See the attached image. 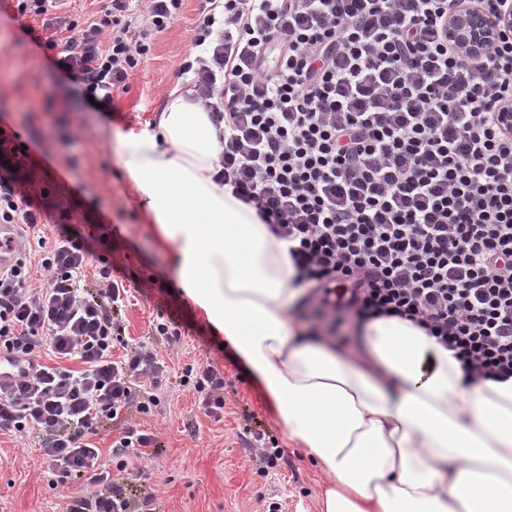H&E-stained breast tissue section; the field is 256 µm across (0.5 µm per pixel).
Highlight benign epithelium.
I'll list each match as a JSON object with an SVG mask.
<instances>
[{"instance_id":"benign-epithelium-1","label":"benign epithelium","mask_w":512,"mask_h":512,"mask_svg":"<svg viewBox=\"0 0 512 512\" xmlns=\"http://www.w3.org/2000/svg\"><path fill=\"white\" fill-rule=\"evenodd\" d=\"M512 30V8L489 13L475 5L456 3L448 13V43L465 60L479 59Z\"/></svg>"}]
</instances>
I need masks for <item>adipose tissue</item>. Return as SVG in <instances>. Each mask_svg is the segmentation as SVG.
I'll use <instances>...</instances> for the list:
<instances>
[{"mask_svg": "<svg viewBox=\"0 0 512 512\" xmlns=\"http://www.w3.org/2000/svg\"><path fill=\"white\" fill-rule=\"evenodd\" d=\"M118 158L184 294L325 473L320 512H512V380L465 385L452 351L396 317L350 346L310 337L288 245L216 182L218 131L190 92L168 94L155 130L121 134Z\"/></svg>", "mask_w": 512, "mask_h": 512, "instance_id": "adipose-tissue-1", "label": "adipose tissue"}]
</instances>
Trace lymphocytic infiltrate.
Instances as JSON below:
<instances>
[{
  "label": "lymphocytic infiltrate",
  "instance_id": "lymphocytic-infiltrate-1",
  "mask_svg": "<svg viewBox=\"0 0 512 512\" xmlns=\"http://www.w3.org/2000/svg\"><path fill=\"white\" fill-rule=\"evenodd\" d=\"M106 0L98 19L56 16L66 39L43 49L81 95L111 109L182 0ZM455 0H205L185 70L220 125L218 177L290 244L297 285L332 322L398 317L454 351L466 383L512 378V133L494 120L512 100V34L466 61L448 44ZM55 178L0 133V224H21L17 264L0 272V349L30 367L0 382V431L38 444L55 487L78 485L65 512H156L130 496L129 457L154 435L149 413L167 369L152 343L127 348L130 291L115 278L118 226L75 224ZM44 277L34 280L33 266ZM59 363H43V352ZM79 369L66 368V361ZM207 416L224 413V374L188 364ZM108 450L94 443L104 431Z\"/></svg>",
  "mask_w": 512,
  "mask_h": 512
}]
</instances>
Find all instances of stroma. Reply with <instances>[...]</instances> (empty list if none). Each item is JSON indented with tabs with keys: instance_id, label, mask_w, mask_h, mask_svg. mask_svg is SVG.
<instances>
[{
	"instance_id": "obj_1",
	"label": "stroma",
	"mask_w": 512,
	"mask_h": 512,
	"mask_svg": "<svg viewBox=\"0 0 512 512\" xmlns=\"http://www.w3.org/2000/svg\"><path fill=\"white\" fill-rule=\"evenodd\" d=\"M200 0H183L174 20L148 41L145 61L129 76V89L116 93L114 116L80 103L76 83L53 69L39 41L48 37L45 16H18L13 0H0V123L32 141L38 173L62 183L79 210L118 226L121 238L113 254L120 268L140 277H157L176 286L171 250L162 246L137 207L133 187L118 164L117 132L155 122L165 96L186 82L180 65L189 55L202 20ZM156 297L134 295L123 321L128 342L153 341L170 367L216 363L224 373V416H205L191 387L170 378L157 390V404L137 416L153 432L157 447L148 449L146 482L156 512H319L325 481L322 469L303 449L288 444L276 411L253 374L237 369L210 342L213 331L202 310L187 304L191 323L178 347L153 336ZM262 428L274 435L284 455L276 467L259 473L247 431ZM65 492L51 485L46 459L28 440L0 432V512H64Z\"/></svg>"
}]
</instances>
